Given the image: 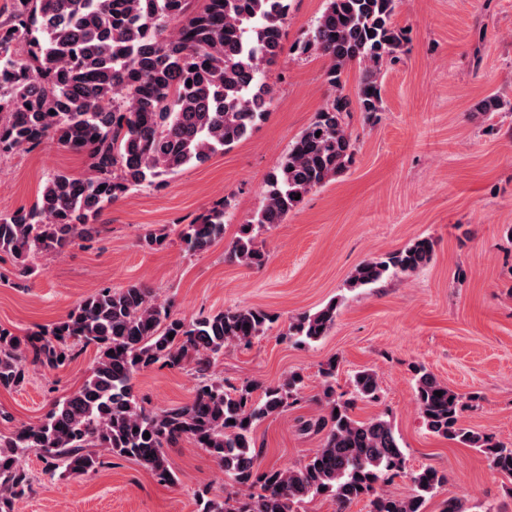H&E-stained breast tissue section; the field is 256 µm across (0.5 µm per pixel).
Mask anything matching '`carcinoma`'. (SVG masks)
Instances as JSON below:
<instances>
[{
    "label": "carcinoma",
    "mask_w": 512,
    "mask_h": 512,
    "mask_svg": "<svg viewBox=\"0 0 512 512\" xmlns=\"http://www.w3.org/2000/svg\"><path fill=\"white\" fill-rule=\"evenodd\" d=\"M395 7V0H326L300 50L329 61L325 76L337 94L269 175L262 206L225 252L229 260L264 266L267 255L255 229L283 223L300 204L296 197L353 163L357 139L346 119L354 103L368 120L379 110L381 67L401 39L392 24ZM286 14L287 0H11L8 13H0V159L45 143L89 158L85 174L51 173L31 206L0 213V256L10 259L16 275L32 276L39 259L92 239L104 211L130 191L158 186L246 139L273 99L267 74L285 49ZM352 64L361 66L354 101L343 94ZM229 207L225 198L184 225L183 251L194 255L223 239ZM433 246L422 238L365 260L349 287L412 273L429 261ZM336 314L333 303L303 313L281 336L315 343ZM275 321L258 308L188 321L134 281L96 289L65 317L27 336L0 326L4 389H18L30 371L57 369L90 346L96 351L78 390L53 402L38 422L0 434V512H14V499L31 489L24 457L32 448L52 459L63 477L94 473L110 457L133 459L158 482L175 484L165 449L187 439L239 486L221 499L198 490L201 512H297L323 494L341 510L367 498L370 512H425L427 496L446 483L445 473L408 468L390 420L354 418L358 402L379 398V379L372 370H358L350 390L338 393L334 358L322 369V412L302 422L303 432L323 434L321 447L296 469L259 471L255 425L298 404L303 378L292 373L273 386H236L210 372L224 348L250 345ZM156 364L191 368L198 383L189 402L153 409L134 394V375ZM414 389L428 431L478 450L512 478V448L463 424L478 396L459 395L422 367L414 368ZM394 476L408 479V496L377 490Z\"/></svg>",
    "instance_id": "obj_1"
}]
</instances>
